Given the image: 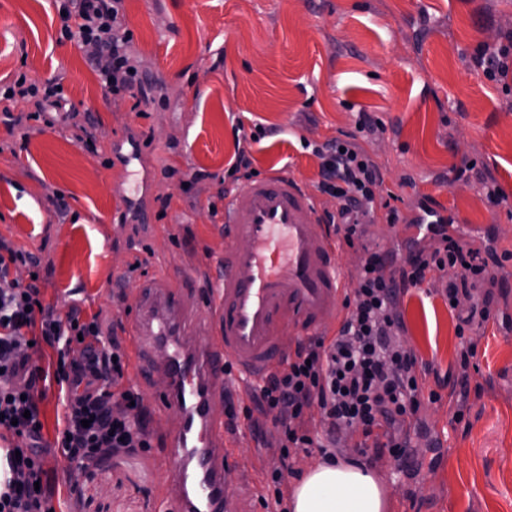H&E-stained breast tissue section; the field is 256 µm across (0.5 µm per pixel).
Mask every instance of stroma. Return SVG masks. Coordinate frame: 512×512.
<instances>
[{"label":"stroma","instance_id":"stroma-1","mask_svg":"<svg viewBox=\"0 0 512 512\" xmlns=\"http://www.w3.org/2000/svg\"><path fill=\"white\" fill-rule=\"evenodd\" d=\"M123 8L153 87L137 112L128 95L102 88L76 47L59 44L54 0H0V88L22 73L53 81L78 111L25 137L17 121L33 101L0 100V236L40 258L46 303L98 315L130 354L125 327L148 268L168 273L206 311L224 256V198L240 188L225 180L240 123L266 130L251 145L259 177L285 171L315 192L320 160L304 142L352 133L403 218L427 205L462 225L472 247L512 252V96L474 63L479 47L512 30V0H124ZM364 114L379 122L375 133L357 132ZM132 138L140 159L125 167L112 149ZM140 181L147 224L121 211ZM489 181L501 203L487 197ZM412 242L401 225H367L362 246L339 251L348 285L363 247L401 257ZM495 275L481 326L460 328L468 304L450 308L441 280L396 303L399 340L421 377L406 456L395 460L358 427L339 433L336 450L377 474L387 512H512V259ZM115 284L124 303L109 295ZM469 344L475 368L464 381L459 353ZM124 384L148 409L149 451L90 471L50 462L56 512L70 510V480L83 489L80 512H158L178 422L151 410L162 374L130 368ZM253 417L256 428L241 420L224 429L225 494L232 512H276L260 499L274 495L267 476L282 461L281 443L270 416Z\"/></svg>","mask_w":512,"mask_h":512}]
</instances>
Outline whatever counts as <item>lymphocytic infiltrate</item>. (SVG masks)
I'll list each match as a JSON object with an SVG mask.
<instances>
[{"instance_id": "obj_1", "label": "lymphocytic infiltrate", "mask_w": 512, "mask_h": 512, "mask_svg": "<svg viewBox=\"0 0 512 512\" xmlns=\"http://www.w3.org/2000/svg\"><path fill=\"white\" fill-rule=\"evenodd\" d=\"M60 13L62 37L83 52L107 90L128 93L138 102L148 98L150 87L139 73L123 0H64ZM476 64L488 81L511 93L506 79L512 74V32L498 47H481ZM0 96L34 99L30 117L35 121L44 114L73 115L58 85H41L24 74ZM311 152L320 160L317 191L336 200L335 211L323 212L322 221L333 227L340 245L354 246L365 225L401 223L397 208L378 201L380 173L354 136L312 144ZM442 242L430 252L410 251L394 270L387 269L383 254L365 250L357 285L344 296L345 314L335 335L298 342L286 367L253 388L249 405L238 408L225 400L229 421L252 420L257 409L274 412L283 448L305 450L314 440L302 422L306 408L314 404L331 442L345 426L360 427L369 436L376 428L412 419L420 406L417 359L395 339L403 327L396 311L399 293L420 287L430 274L446 272V295L455 301L477 284L495 280L479 249L449 234ZM22 268L29 281L15 278ZM39 273L37 257L0 237V440L26 442L20 455L8 457L0 512H50L49 496L34 488L48 459L60 458L85 470L106 455L150 448L140 396L122 386L129 360L120 341L103 343L98 318L84 319L79 308L58 315L43 300ZM35 331L57 349L53 378L65 412L51 443L43 438L37 404L38 385L46 375L26 357L28 335ZM76 340L83 345L82 358L73 361L67 346Z\"/></svg>"}]
</instances>
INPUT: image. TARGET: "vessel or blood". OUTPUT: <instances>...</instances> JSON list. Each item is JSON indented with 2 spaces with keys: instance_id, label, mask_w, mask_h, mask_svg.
<instances>
[{
  "instance_id": "vessel-or-blood-1",
  "label": "vessel or blood",
  "mask_w": 512,
  "mask_h": 512,
  "mask_svg": "<svg viewBox=\"0 0 512 512\" xmlns=\"http://www.w3.org/2000/svg\"><path fill=\"white\" fill-rule=\"evenodd\" d=\"M345 284L337 241L318 223L313 195L285 172L253 181L225 201L219 337L189 343L202 316L171 291L166 272L144 279L128 331L138 340L137 353L150 345L167 350L169 387L154 409L180 419L167 452L164 507L221 512L224 425L214 406L225 364L250 380L280 366L288 337L334 324Z\"/></svg>"
}]
</instances>
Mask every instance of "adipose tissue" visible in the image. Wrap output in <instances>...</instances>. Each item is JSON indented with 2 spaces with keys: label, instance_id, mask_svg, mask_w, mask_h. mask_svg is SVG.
I'll return each instance as SVG.
<instances>
[{
  "label": "adipose tissue",
  "instance_id": "obj_1",
  "mask_svg": "<svg viewBox=\"0 0 512 512\" xmlns=\"http://www.w3.org/2000/svg\"><path fill=\"white\" fill-rule=\"evenodd\" d=\"M386 506L374 472L338 461L307 468L288 498L290 512H385Z\"/></svg>",
  "mask_w": 512,
  "mask_h": 512
}]
</instances>
